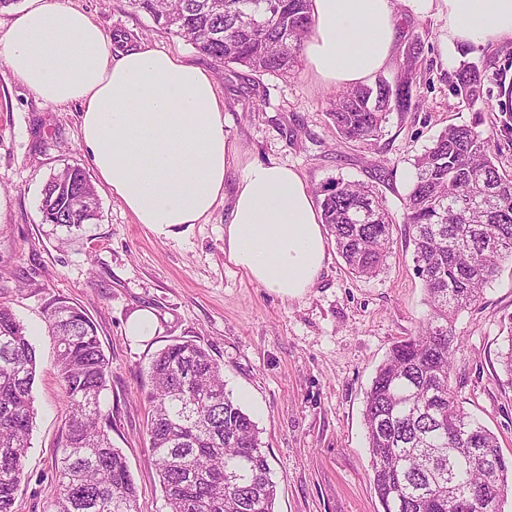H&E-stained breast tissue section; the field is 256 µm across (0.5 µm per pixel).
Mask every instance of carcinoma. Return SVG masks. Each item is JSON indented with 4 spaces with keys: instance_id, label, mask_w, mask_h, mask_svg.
Segmentation results:
<instances>
[{
    "instance_id": "1",
    "label": "carcinoma",
    "mask_w": 512,
    "mask_h": 512,
    "mask_svg": "<svg viewBox=\"0 0 512 512\" xmlns=\"http://www.w3.org/2000/svg\"><path fill=\"white\" fill-rule=\"evenodd\" d=\"M155 26L223 67L249 75L290 73L313 19L310 0H130ZM418 44H409L397 78L340 93L328 116L343 139L379 137L392 112L411 109ZM454 89L483 96L477 65L455 74ZM500 145L469 126H449L416 158L404 224L429 313L393 344L366 393L364 424L372 483L382 512H502L512 488V457L497 435L460 404L450 370L461 339L454 321L476 304L502 262L512 261V176ZM98 193L86 172L67 166L42 190L45 224L94 219ZM325 226L348 271L385 266L394 218L373 185L337 181L321 201ZM57 343L54 367L69 418L56 463L50 512H139L112 416L101 407L111 362L85 310L59 301L48 316ZM503 371L512 381V320ZM38 362L25 326L0 302V512H15L35 412ZM146 423L167 512H275L277 486L256 422L224 384L223 366L193 337L151 361ZM471 499L466 510L458 504Z\"/></svg>"
}]
</instances>
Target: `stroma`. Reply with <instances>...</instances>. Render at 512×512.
<instances>
[{
	"label": "stroma",
	"mask_w": 512,
	"mask_h": 512,
	"mask_svg": "<svg viewBox=\"0 0 512 512\" xmlns=\"http://www.w3.org/2000/svg\"><path fill=\"white\" fill-rule=\"evenodd\" d=\"M105 33L125 31L128 48L148 43L212 71L224 100V128L247 161L285 164L304 178L314 201L332 182L376 186L397 223L380 274L350 275L328 248L315 285L298 299L270 293L224 254L230 201L184 235L162 238L97 184V219L78 228L43 223L41 193L68 165L89 168L79 138L80 107L37 99L0 58V301L27 328L39 358L35 422L17 512H49L55 454L65 438L62 383L54 369L48 312L57 300L83 306L111 360L104 411L112 443L125 455L139 491V512H166L146 435V369L154 354L197 337L224 366L228 390L252 416L278 484L276 512H382L372 488L363 413L377 366L394 342L413 335L428 307L414 271L413 245L401 225L415 179L414 160L448 126L484 133L512 113V40L453 48L438 12H400L397 60L421 45L413 106L391 113L377 139H340L327 110L337 91L316 84L306 61L283 76H259L247 93L237 67L218 68L184 39L154 28L129 0H66ZM476 64L484 96L452 91L463 63ZM151 314L155 330L132 336L133 317ZM512 320V263L461 313L462 338L451 385L465 410L512 456V383L498 362Z\"/></svg>",
	"instance_id": "obj_1"
}]
</instances>
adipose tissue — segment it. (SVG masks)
I'll return each instance as SVG.
<instances>
[{
  "instance_id": "adipose-tissue-1",
  "label": "adipose tissue",
  "mask_w": 512,
  "mask_h": 512,
  "mask_svg": "<svg viewBox=\"0 0 512 512\" xmlns=\"http://www.w3.org/2000/svg\"><path fill=\"white\" fill-rule=\"evenodd\" d=\"M400 4L417 16L444 12L452 47L512 40V0H312L304 52L313 80L371 83L393 61ZM0 55L43 102L80 104L89 162L137 223L167 238L232 195L227 259L283 298L314 286L327 241L307 184L286 165L242 160L208 70L148 44L117 51L87 13L62 0H29L0 39Z\"/></svg>"
}]
</instances>
